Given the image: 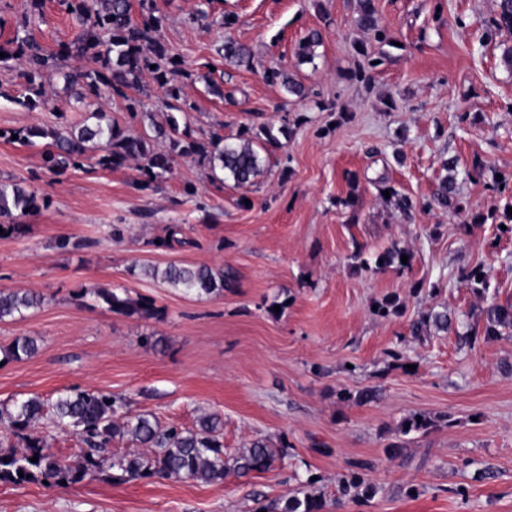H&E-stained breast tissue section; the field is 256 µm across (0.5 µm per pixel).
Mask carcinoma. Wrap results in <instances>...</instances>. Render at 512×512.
<instances>
[{"label": "carcinoma", "mask_w": 512, "mask_h": 512, "mask_svg": "<svg viewBox=\"0 0 512 512\" xmlns=\"http://www.w3.org/2000/svg\"><path fill=\"white\" fill-rule=\"evenodd\" d=\"M31 15L24 18L15 30L14 37L0 52V68H12L11 62L21 60L24 68L17 72L22 80L24 94L14 102L35 109L46 104L45 83L60 72L59 60L71 53L87 58L92 67L74 73H65L63 78L75 100L85 102L88 91L100 96V91L116 95L128 101L130 119L139 115L137 103L129 95L140 89L141 76L152 75L166 98L182 99L183 61L175 60L161 38L163 17L157 14L154 0H139L140 21L131 19L130 0H61L65 11L74 16L82 26L77 41L59 52L44 49L30 34L29 29L41 16V0H30ZM358 26L373 33L375 41L388 43L385 32L378 29L374 0H359ZM503 30H512V0H500L499 12L483 33V41L490 42ZM320 36L312 31L300 40L297 55L302 62L314 58V48ZM224 64L241 66L249 63L250 51L245 45L228 40L222 46ZM271 84L283 86L288 93L299 98L305 96V88L286 71L273 68L265 73ZM169 111L162 119L151 117L150 128L158 136L169 141L170 151L157 152L153 147V136L144 131L125 132L114 122L107 111V103H98L97 108L86 113L79 125L65 127H30L16 131L17 141L34 146L36 140H44L43 166L51 173L59 174L70 167H80L83 161L95 159L101 169L122 166L130 159L141 162L144 176L143 186L163 178L169 173L174 157L197 154L209 159L211 167L223 172L222 182L236 188L252 184L264 170L267 146L277 139L265 129L247 138L238 137L228 141L220 135L213 136L210 146L185 141L178 120ZM456 161L448 159L442 163L445 175L441 178L436 201L442 207H450L461 213L463 207L456 197ZM40 207L36 192L21 184L0 183V228L13 226L15 213L25 214ZM164 283L188 295L203 296L222 292L236 282L231 269L214 270L207 266L170 265L161 272ZM467 286L478 294L487 290L488 274L481 266L471 268L463 275ZM108 308L125 315H136L143 319H154L161 311L154 301L139 297L133 299L109 289L94 291ZM41 304V298L30 292L0 290V321L23 315V312ZM483 328L466 331L463 339L468 344L482 341L490 343L504 334L512 333V304L492 303L484 311ZM448 330V314L428 312L415 327V335L430 328ZM37 352L36 340L23 336L14 340L4 350L7 359L21 360ZM123 402L110 393L71 388L57 394L50 403L37 396L15 398L0 405V426L13 434L23 432L41 421L44 411H49L56 425L78 435L84 448L77 458L68 461L43 452L36 440L29 441L21 450L0 453V482L22 485L33 481L60 484L77 483L94 477L100 463L107 459L110 468L116 471L118 480L140 478H189L204 482H215L233 473L246 477L275 467L282 451L270 447L262 440H253L233 455L224 454V445L217 432L222 419L217 413L200 416L193 429L178 426L161 427L149 414L131 416L122 412ZM439 420L423 415H411L403 420L400 432L425 433L438 426ZM128 437L149 452L138 455L105 456L115 437ZM38 457L32 462L30 458ZM368 463L356 465L343 480L342 495L351 496L358 504L374 494V487L365 478ZM325 503L321 497L297 490L286 496L268 512H323Z\"/></svg>", "instance_id": "cac0c4a2"}]
</instances>
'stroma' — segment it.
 Wrapping results in <instances>:
<instances>
[{
    "label": "stroma",
    "instance_id": "1",
    "mask_svg": "<svg viewBox=\"0 0 512 512\" xmlns=\"http://www.w3.org/2000/svg\"><path fill=\"white\" fill-rule=\"evenodd\" d=\"M198 4L156 0L162 38L187 72L180 127L205 144L271 126L280 145L252 186L221 185L198 155L177 158L144 191L133 162L50 173L40 148L5 133L85 113L58 75L46 106L22 108L16 72L0 71V182L49 200L0 236V290L43 299L0 321V350L19 336L38 344L34 356L0 363V403L101 391L164 426L219 414L225 453L262 438L285 454L272 471L211 483L120 481L106 469L77 484L0 483V512H262L299 488L322 496L324 512H512V335L471 347L457 337L482 327L489 303L512 301V234L500 228L506 198L496 190L512 184V71L499 61L512 34L480 42L498 0H376L383 48L356 26V0H214L211 24L188 23ZM41 11L31 33L46 50L77 38L59 0H42ZM312 30L315 59L299 63L297 44ZM227 39L249 45L250 64L224 66L216 49ZM363 45L387 53L367 82L353 78ZM271 68L302 82L306 97L267 83ZM211 78L220 92H208ZM449 158L459 214L434 201ZM386 184L396 196L381 193ZM389 249L410 254L409 270L374 268ZM171 264L229 267L236 284L197 297L145 274ZM478 265L489 279L482 295L461 277ZM99 288L151 298L161 316L112 312ZM393 295L399 313L377 316L373 305ZM429 311L447 312L454 329L413 336ZM367 387L376 400H352ZM415 413L438 426L402 436ZM29 439L60 458L81 446L45 419L23 437L1 436L0 449ZM393 444L400 454L388 455ZM360 462L373 466L375 493L358 505L341 498L339 480Z\"/></svg>",
    "mask_w": 512,
    "mask_h": 512
}]
</instances>
